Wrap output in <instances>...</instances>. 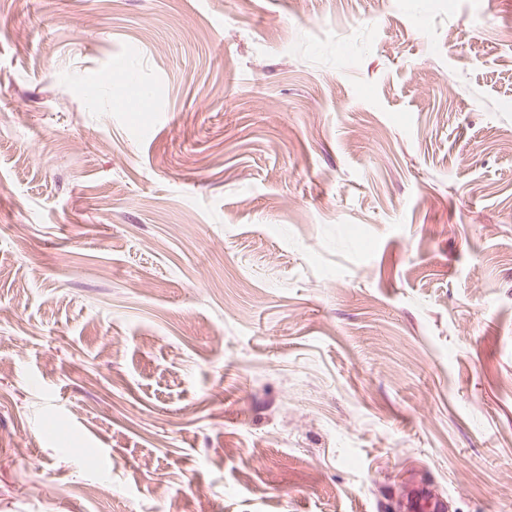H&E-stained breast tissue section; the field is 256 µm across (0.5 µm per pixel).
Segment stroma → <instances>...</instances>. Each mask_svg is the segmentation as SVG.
<instances>
[{
  "instance_id": "obj_1",
  "label": "stroma",
  "mask_w": 512,
  "mask_h": 512,
  "mask_svg": "<svg viewBox=\"0 0 512 512\" xmlns=\"http://www.w3.org/2000/svg\"><path fill=\"white\" fill-rule=\"evenodd\" d=\"M418 469L512 512V0H0V512Z\"/></svg>"
}]
</instances>
